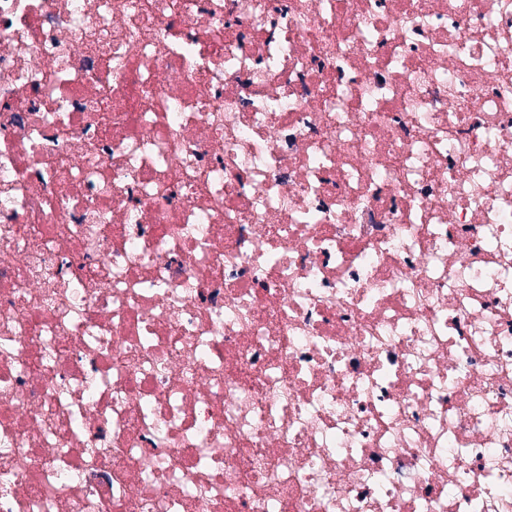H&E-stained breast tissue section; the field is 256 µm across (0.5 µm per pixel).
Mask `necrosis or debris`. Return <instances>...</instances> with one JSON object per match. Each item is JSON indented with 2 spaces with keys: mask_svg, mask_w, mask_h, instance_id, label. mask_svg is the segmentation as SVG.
I'll use <instances>...</instances> for the list:
<instances>
[{
  "mask_svg": "<svg viewBox=\"0 0 512 512\" xmlns=\"http://www.w3.org/2000/svg\"><path fill=\"white\" fill-rule=\"evenodd\" d=\"M0 512H512V0H0Z\"/></svg>",
  "mask_w": 512,
  "mask_h": 512,
  "instance_id": "4bbe7bcc",
  "label": "necrosis or debris"
}]
</instances>
